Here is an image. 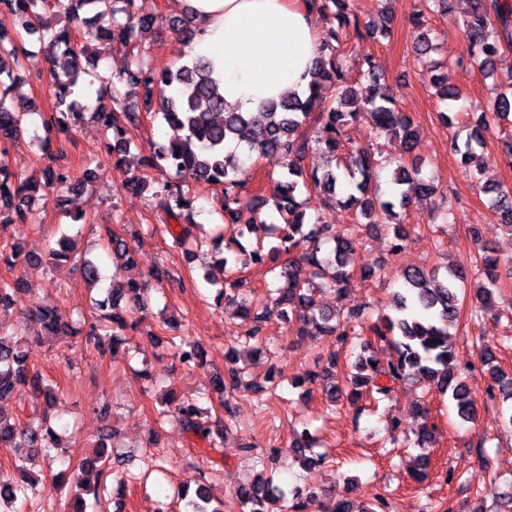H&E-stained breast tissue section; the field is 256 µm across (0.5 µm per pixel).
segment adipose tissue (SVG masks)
Here are the masks:
<instances>
[{
  "instance_id": "adipose-tissue-1",
  "label": "adipose tissue",
  "mask_w": 512,
  "mask_h": 512,
  "mask_svg": "<svg viewBox=\"0 0 512 512\" xmlns=\"http://www.w3.org/2000/svg\"><path fill=\"white\" fill-rule=\"evenodd\" d=\"M196 23L186 51L205 58L227 107L254 112L306 90L321 29L310 0H181Z\"/></svg>"
}]
</instances>
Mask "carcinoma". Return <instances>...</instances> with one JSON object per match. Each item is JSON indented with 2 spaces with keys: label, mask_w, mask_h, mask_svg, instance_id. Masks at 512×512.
<instances>
[{
  "label": "carcinoma",
  "mask_w": 512,
  "mask_h": 512,
  "mask_svg": "<svg viewBox=\"0 0 512 512\" xmlns=\"http://www.w3.org/2000/svg\"><path fill=\"white\" fill-rule=\"evenodd\" d=\"M312 2L330 26L311 71L307 90L278 102L266 103L257 112L224 111V97L218 91L210 66L199 57L176 67L156 65L135 54L115 75H92L88 87L95 88L93 114L112 131V139L103 145L106 162L115 168L129 166L130 138L122 120L132 121L135 114L130 112L126 102L128 93L122 92V87L139 88L145 101L157 100L158 113L172 131L168 142L140 160L139 166L168 169L174 173V180L155 193L156 207L166 219L176 223L177 230L169 232L173 246L184 250L191 260L196 257L195 198L183 189L186 180L191 179L220 187L215 212L221 215L224 223L232 225L230 237L224 244L228 255L222 258L223 264L245 266L269 258L279 268L276 279L280 285L271 291L272 305L256 312L252 311L251 304L244 306V313L253 315L257 323L251 336L256 343L253 352H261L259 334L274 314L282 320L297 322L301 336H333L342 346L356 338L360 340L363 355L356 362L361 376L355 380L353 389L336 383V351L329 355L322 373L308 372L297 378L295 385L322 378L326 400L334 407L344 397L354 403L362 397L379 402L387 397L390 382L414 379L432 384L443 395L450 394L457 416L472 422L477 416L476 400L461 374L449 368L455 354L454 338L460 313L458 292L466 279L462 271L450 270L441 275L439 270L424 266L403 270L402 285L393 295L391 311L367 328L362 323V307H352L340 316L335 309L324 307L316 300V294L326 289L339 295L347 290L355 272L349 239L353 231L377 224L393 226L390 254L399 255L409 236L401 222V210L411 201L408 188L432 194L435 186L421 167L414 162L405 163L400 158L391 198L383 200L369 193L371 180L383 162L365 148L344 150L346 127L366 119L373 131L398 138L402 153L407 157L412 152L416 130L411 120L395 109L393 95L382 84L384 73L374 54L358 48L345 55L342 46L350 37L361 44L379 35L384 37L387 32L378 33L368 26L361 27L351 0ZM48 5L68 18V24L59 27L47 22L44 12ZM430 13H448V0H421L419 9L412 13L413 24L422 29L415 56L429 74L430 83L438 88V97L446 105V111L440 113V117L450 126L455 119L451 115L453 102L459 95L443 85V78L437 74L438 62L430 59V54L438 50L433 29L426 26V15ZM21 17L25 18V29L39 31L41 48L50 53V77L58 109L50 112L49 118L42 119L44 135L32 140V146L38 152L49 156L52 136L68 131L88 109L86 103L77 99L76 87L81 73L80 56L89 54V44L77 46L74 41L76 31H82L90 39L135 47L139 45L142 32L157 24L158 18L140 13L136 0H0L1 19ZM463 35L471 61L486 75H492L494 59L503 47L512 45V5L502 4L500 0H469ZM35 58L36 52L21 43L11 44L8 50L0 46V77L14 79ZM9 90L7 85L0 88V144L4 146L18 138L26 116L39 112L32 104L14 103L9 98ZM511 116L512 75L500 86L488 111L481 114L479 126L487 130ZM312 120L323 125L325 139L319 141L309 136L306 125ZM233 141L246 146V159L251 158V152L256 148L262 156L273 153L284 160V171L277 182L274 199L268 201L253 191L244 168L245 159L233 152L224 153V148ZM450 149L469 165V177L489 195L488 209L512 232V190L481 184L488 158L484 136L473 131L462 143L453 140ZM314 150L321 151L331 161L320 172H309L304 166L305 158ZM43 176L44 181L35 183L0 166L1 225L28 226L31 205L40 196L47 202H54L73 221L83 220L76 200L85 185L96 179V172L86 169L76 176L67 168L49 166L44 168ZM313 189L319 192L318 206L309 216L303 210V203L297 201V195ZM269 204L278 214L280 223H269L262 215V210ZM245 207L252 213L248 225L233 228L240 223ZM336 208L350 211L353 222L343 227L330 223L327 214ZM257 225L274 234L278 243L266 249L263 242L258 241L255 247L247 249L240 238ZM107 237L114 257L127 264L133 263L134 251L128 243L110 231ZM323 243H331L333 247L321 257ZM478 249L485 255L481 266L474 268L473 275L483 276L485 283L473 299L470 313L473 321L492 306L498 283L497 260L488 254L486 245L480 244ZM70 251L71 238L65 235L59 240L58 248L49 249L44 256L22 257L14 250L3 256V261L8 266L19 262L27 266L49 264L68 257ZM305 266L317 269L316 279L302 277ZM147 287L144 281H129L125 287L112 289V293L96 302L98 309L103 311L101 317L112 324L107 336L112 349L128 342L125 331L129 322L121 306L124 297L138 300ZM243 287L242 279L227 280L219 288L216 299L220 303L237 305L238 298L243 296ZM22 291L23 283L19 278L11 282L1 281L0 304L15 302ZM33 318L41 336L69 334V324L53 307H36ZM21 342L22 339L0 331V401L17 398L20 413L15 419L0 414V446L46 452L58 447L57 433L50 426L48 413L56 394L41 374L30 372ZM472 342L484 357L483 365L487 366L486 398L507 405L504 422L512 424V377L495 364L492 350L481 337H472ZM175 348L181 364L188 367L204 359L198 344L180 343ZM386 348L393 350L394 358L383 363L379 354ZM229 363L227 378L218 379L217 390L224 395L221 407L230 417L234 414L230 397L243 386V371L237 367L234 357H229ZM169 419L177 421L186 432L205 441L209 447H221L217 439L226 428L224 420L217 418L211 424L203 421L196 400L175 397L162 403L156 421ZM298 438L300 441L293 445L291 454L308 463L316 462L307 455L313 448L309 432L303 431ZM121 464L122 461L103 452L82 462L83 466L95 468L98 475L106 477L116 475ZM21 495H26V488L10 473L0 469V500L15 501ZM235 497L248 512H267L269 501L285 503L284 512H307L315 495L310 493L303 498L295 493L290 499L273 478L258 473L237 487ZM209 502L207 489L201 487L196 491L195 499L189 502L188 512H221L219 509L208 510Z\"/></svg>",
  "instance_id": "1"
}]
</instances>
